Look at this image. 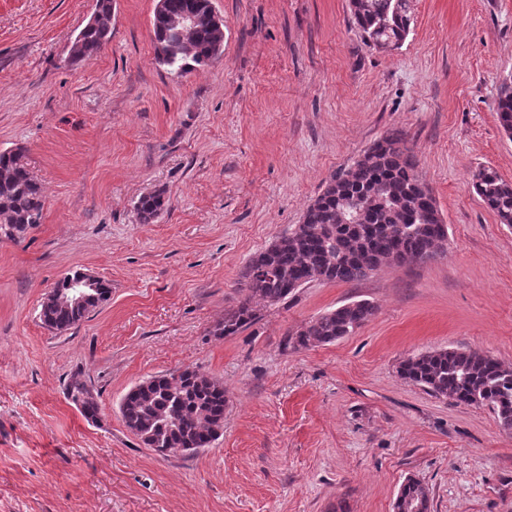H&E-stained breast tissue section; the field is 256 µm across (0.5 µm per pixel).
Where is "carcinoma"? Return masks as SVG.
I'll use <instances>...</instances> for the list:
<instances>
[{
	"instance_id": "obj_1",
	"label": "carcinoma",
	"mask_w": 512,
	"mask_h": 512,
	"mask_svg": "<svg viewBox=\"0 0 512 512\" xmlns=\"http://www.w3.org/2000/svg\"><path fill=\"white\" fill-rule=\"evenodd\" d=\"M114 0H95L93 22L86 23L72 42V60L96 55L111 38ZM190 12L195 28L180 36L174 19ZM354 25L365 41L380 49L406 39L411 0H352ZM152 32L159 63L179 74L207 67L224 54V22L212 15L211 0H163L154 10ZM499 122L512 137V86L500 91ZM472 187L499 223L512 227V182L493 169L480 168ZM162 192H150L135 204L140 223L151 224L165 209ZM43 191L32 175L24 151L0 152V231L7 237L40 223ZM447 237L436 200L418 172V162L406 136L390 131L369 146L346 171L335 175L307 206L302 221L268 246L255 252L241 275L237 304L224 312L216 336H233L259 320V307L276 306L314 281L356 282L386 262L403 265L434 257ZM377 306L353 301L325 311L309 321L288 344L307 349L333 343L369 322ZM39 319L48 328L67 331L83 320L73 309L41 306ZM398 374L435 396L466 405L488 400L501 430L512 434V369L476 350L440 349L410 356ZM68 396L81 403L86 417L99 405L80 374L70 378ZM224 384L197 370L179 379L154 377L132 387L123 397L120 415L131 433L149 434L155 452L207 448L214 428L224 427ZM406 496L429 512L427 488L408 479Z\"/></svg>"
}]
</instances>
